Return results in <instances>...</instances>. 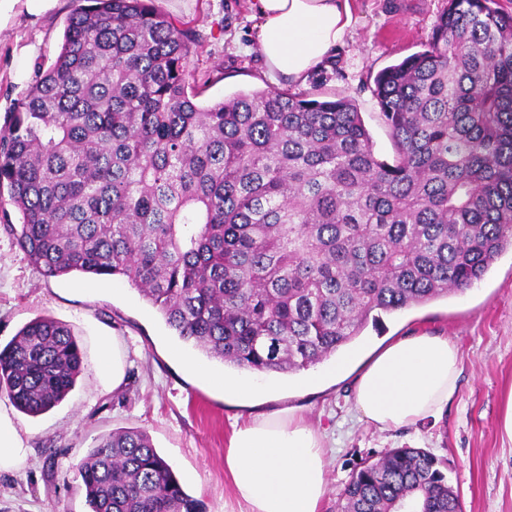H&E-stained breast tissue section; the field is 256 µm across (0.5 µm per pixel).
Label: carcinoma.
<instances>
[{
  "mask_svg": "<svg viewBox=\"0 0 512 512\" xmlns=\"http://www.w3.org/2000/svg\"><path fill=\"white\" fill-rule=\"evenodd\" d=\"M190 39L150 0H89L0 130L7 224L46 278L119 276L209 359L306 370L368 321L480 281L512 245V12L448 0L425 48L374 77L383 159L352 99L291 89L195 102ZM51 318L0 349V394L41 415L82 371ZM446 462L394 448L338 512H462ZM90 512H198L140 430L79 466Z\"/></svg>",
  "mask_w": 512,
  "mask_h": 512,
  "instance_id": "obj_1",
  "label": "carcinoma"
}]
</instances>
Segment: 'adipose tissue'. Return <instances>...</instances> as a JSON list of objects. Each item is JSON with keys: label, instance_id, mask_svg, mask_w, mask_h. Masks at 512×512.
Here are the masks:
<instances>
[{"label": "adipose tissue", "instance_id": "obj_1", "mask_svg": "<svg viewBox=\"0 0 512 512\" xmlns=\"http://www.w3.org/2000/svg\"><path fill=\"white\" fill-rule=\"evenodd\" d=\"M349 0H250L260 20L257 51L271 75L305 79L328 62L353 23ZM457 345L442 336H406L378 350L355 381V408L378 430L439 418L456 398ZM326 451L294 409L236 426L224 455L237 512H321Z\"/></svg>", "mask_w": 512, "mask_h": 512}]
</instances>
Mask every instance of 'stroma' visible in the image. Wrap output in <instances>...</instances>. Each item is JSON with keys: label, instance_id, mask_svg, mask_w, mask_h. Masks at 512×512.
Listing matches in <instances>:
<instances>
[{"label": "stroma", "instance_id": "obj_1", "mask_svg": "<svg viewBox=\"0 0 512 512\" xmlns=\"http://www.w3.org/2000/svg\"><path fill=\"white\" fill-rule=\"evenodd\" d=\"M191 37L189 66L211 105L238 92L292 88L355 100L376 152L393 146L379 119L373 76L418 52L429 40L447 0H350L355 18L343 44L304 81L271 79L255 45L259 21L249 0H152ZM75 0H56L35 15L16 0L0 18V128L29 87L60 52ZM39 316L70 327L84 367L69 395L31 417L7 396L8 415L24 452L0 470V512H89L78 465L99 438L117 430L145 431L157 452L199 503V512H225L229 488L224 448L236 424L284 407L295 408L325 436L326 495L322 512H336L357 465L398 447L424 449L447 463L463 512H512V448L503 444L498 417L512 384V248L483 280L458 295L383 316L342 348L347 373L326 375L325 364L290 374H265L264 389L244 401L187 370L205 355L182 341L156 307L119 277L48 279L35 269L0 224V346ZM451 338L462 353L457 398L442 417L416 428L380 432L360 423L353 379L377 348L401 336ZM114 340L124 371L120 386L99 366L102 340ZM210 362V361H207ZM221 367L219 361L210 362ZM224 368V367H221ZM233 374V367L224 368Z\"/></svg>", "mask_w": 512, "mask_h": 512}]
</instances>
